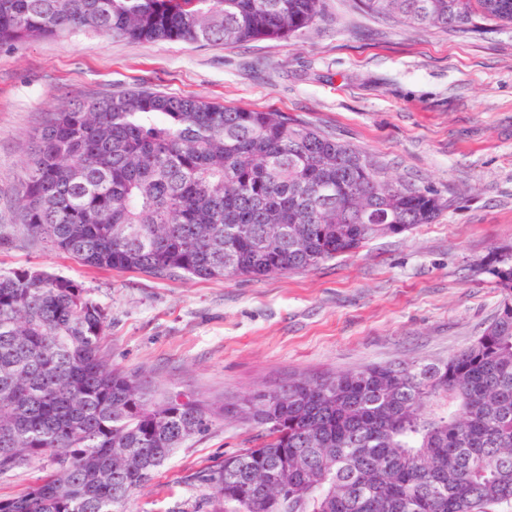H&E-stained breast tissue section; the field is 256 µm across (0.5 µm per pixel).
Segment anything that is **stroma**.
Returning a JSON list of instances; mask_svg holds the SVG:
<instances>
[{
    "instance_id": "1",
    "label": "stroma",
    "mask_w": 512,
    "mask_h": 512,
    "mask_svg": "<svg viewBox=\"0 0 512 512\" xmlns=\"http://www.w3.org/2000/svg\"><path fill=\"white\" fill-rule=\"evenodd\" d=\"M129 90L196 97L314 123L382 176L432 191L433 223L371 241L318 269L262 279L156 278L90 269L28 236L27 161L50 113ZM512 243V26L458 34L324 0L296 36L234 45L132 42L85 30L0 47V273L36 266L80 282L108 315L102 353L160 393L233 406L290 378L449 358L502 299L480 270ZM235 414L178 448L127 512H184L194 476L254 447ZM42 457L0 472V498L51 473Z\"/></svg>"
}]
</instances>
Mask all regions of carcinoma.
Segmentation results:
<instances>
[{
	"label": "carcinoma",
	"mask_w": 512,
	"mask_h": 512,
	"mask_svg": "<svg viewBox=\"0 0 512 512\" xmlns=\"http://www.w3.org/2000/svg\"><path fill=\"white\" fill-rule=\"evenodd\" d=\"M322 0H0V47L93 29L130 40L286 38ZM367 13L468 34L512 24V0H359ZM29 235L88 268L204 280L309 271L430 224L437 194L379 179L311 122L129 91L56 112L27 163ZM250 226L241 237L234 226ZM483 270L503 298L461 353L372 365L258 392V445L198 475L191 512H494L512 504V245ZM104 309L35 267L0 274V471L57 468L0 512H125L214 413L156 396L106 362ZM301 461L265 491L262 474Z\"/></svg>",
	"instance_id": "1"
}]
</instances>
